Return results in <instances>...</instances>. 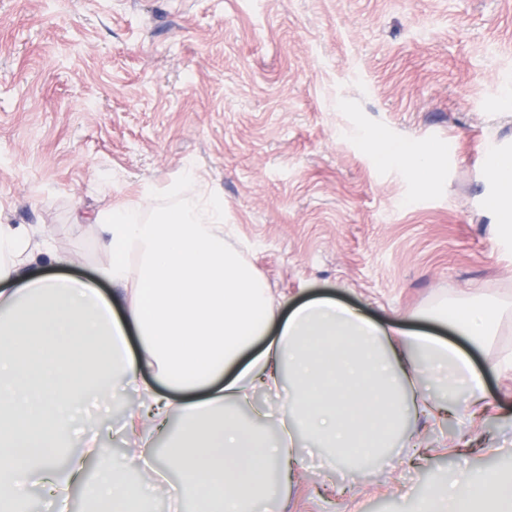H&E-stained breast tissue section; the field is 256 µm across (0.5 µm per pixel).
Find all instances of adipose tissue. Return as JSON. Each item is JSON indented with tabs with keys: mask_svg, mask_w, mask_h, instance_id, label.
<instances>
[{
	"mask_svg": "<svg viewBox=\"0 0 512 512\" xmlns=\"http://www.w3.org/2000/svg\"><path fill=\"white\" fill-rule=\"evenodd\" d=\"M385 162L434 182V147L382 146ZM186 181L142 188L176 206L143 218L139 207L106 205L92 217L106 257L96 266L110 297L41 267L69 264L53 239L21 224H0V512H14L30 485L46 484L58 512L99 448L58 457L74 417L91 398L138 401L126 429L151 455L162 427L178 422L166 450L182 475L180 492L201 512H255L275 493L270 476L300 462L295 437L307 434L329 456L358 467L392 447L411 416L429 413L422 377L448 396L466 393L486 408L484 375L472 360L496 332L497 301L479 295L426 313L456 343L407 333L399 320L375 322L329 297L272 300L265 283L224 239V198ZM151 369L144 379L143 369ZM258 388L287 389L288 436H268L240 409ZM125 463L104 462L87 493L95 512H146L143 488ZM415 512H512V475L460 472L434 488Z\"/></svg>",
	"mask_w": 512,
	"mask_h": 512,
	"instance_id": "adipose-tissue-1",
	"label": "adipose tissue"
}]
</instances>
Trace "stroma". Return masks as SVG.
<instances>
[{
    "label": "stroma",
    "instance_id": "35a3bbf8",
    "mask_svg": "<svg viewBox=\"0 0 512 512\" xmlns=\"http://www.w3.org/2000/svg\"><path fill=\"white\" fill-rule=\"evenodd\" d=\"M512 0H0V220L47 229L90 280L80 208L134 203L196 172L229 243L274 295L315 293L385 321L482 289L504 306L475 352L488 411L435 417L360 469L300 438L259 512H406L468 469L512 472V241L482 206L481 143L512 142ZM434 146L422 187L364 138ZM89 403L127 456L124 403Z\"/></svg>",
    "mask_w": 512,
    "mask_h": 512
}]
</instances>
